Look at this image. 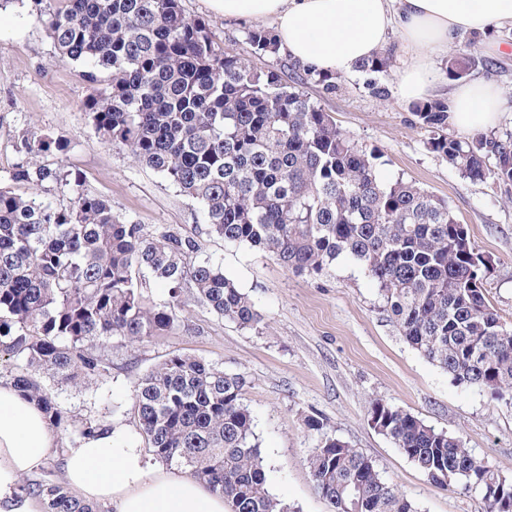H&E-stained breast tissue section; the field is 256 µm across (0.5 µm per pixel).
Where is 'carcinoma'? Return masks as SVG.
<instances>
[{
	"label": "carcinoma",
	"mask_w": 512,
	"mask_h": 512,
	"mask_svg": "<svg viewBox=\"0 0 512 512\" xmlns=\"http://www.w3.org/2000/svg\"><path fill=\"white\" fill-rule=\"evenodd\" d=\"M62 58L87 65L92 92L83 104L98 136L128 148L200 206L208 233L268 253L286 269L316 276L340 256L377 285L402 336L460 385L477 386L512 406V324L500 321L472 280L488 270L481 252L444 199L400 177L378 174L379 155L337 128L329 113L284 81L224 48L181 0H35ZM254 54L278 56L276 35H247ZM386 48L357 66L368 89L385 99L392 66ZM483 64L472 53L448 58L445 75ZM298 82L324 93L339 78L289 61ZM106 83L104 90L98 85ZM427 146L473 181L512 187V132L470 141L448 136L442 100L412 105ZM11 181L67 190L66 205L0 187V357L19 361L13 381L42 407L52 427L85 437L113 428L88 417L75 424L31 369L64 385L103 377L112 366L98 351L165 336L179 323L182 289L193 288L217 316L255 330L261 315L221 268L189 263L200 249L190 236L150 233L112 203L82 189L62 165L66 145L27 133ZM150 275L167 289L156 303ZM247 379L194 356L173 353L138 378L132 392L139 434L156 459L173 461L230 512H290L269 490L265 460L244 404ZM374 429L435 484L478 494L487 512H512V478L478 458L461 437L426 424L382 399L369 407ZM308 464L334 512H417L371 457L323 432ZM20 492L42 512H97L46 476Z\"/></svg>",
	"instance_id": "carcinoma-1"
}]
</instances>
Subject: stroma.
Returning <instances> with one entry per match:
<instances>
[{
  "label": "stroma",
  "mask_w": 512,
  "mask_h": 512,
  "mask_svg": "<svg viewBox=\"0 0 512 512\" xmlns=\"http://www.w3.org/2000/svg\"><path fill=\"white\" fill-rule=\"evenodd\" d=\"M185 11L205 19L225 48L262 69L273 57L252 54L247 34L254 23L213 13L206 0H182ZM13 23L0 30V185L23 156L24 132L48 134L67 146L63 163L86 192L111 201L115 211L150 230L195 238L197 263L222 266L225 276L262 315L255 330L218 318L194 289L181 293L180 324L169 335L130 344L117 339L102 347L112 362L106 379L80 380L55 388L44 370L35 374L69 419L112 418L124 439L140 442L131 396L136 380L170 353H184L246 376L244 402L267 468L272 494L292 512H333L317 491L308 455L319 438L304 419L318 415L324 432L371 457L381 474L416 504L418 512H485L476 495L442 489L368 420L372 400L381 399L425 423L461 436L466 447L512 476V408L477 387L455 383L401 336L377 284L352 259L341 257L320 276L287 270L247 245L210 236L197 202L127 148L103 143L82 109L91 89L84 64L61 60L32 0H15ZM455 51L486 59L480 75L492 79L507 103L493 133L512 131V27L492 37L462 35ZM368 75H344L339 89L323 93L303 85L305 95L328 112L343 133L380 157L379 175L403 177L443 198L467 226L478 249L492 259L483 280L491 306L512 322V192L492 180L473 181L448 166L426 144L410 104L396 96L381 100L366 88Z\"/></svg>",
  "instance_id": "stroma-1"
}]
</instances>
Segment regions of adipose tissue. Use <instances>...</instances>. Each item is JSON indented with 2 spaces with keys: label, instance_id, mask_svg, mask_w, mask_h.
Here are the masks:
<instances>
[{
  "label": "adipose tissue",
  "instance_id": "1",
  "mask_svg": "<svg viewBox=\"0 0 512 512\" xmlns=\"http://www.w3.org/2000/svg\"><path fill=\"white\" fill-rule=\"evenodd\" d=\"M227 18L272 22L278 47L314 70L346 75L378 54L398 34L409 58L399 73L401 101L437 89L436 60L466 32L512 25V0H207ZM503 99L483 76L448 91V122L462 133L491 128ZM44 413L0 379V512H38L34 498H19L21 481L58 447ZM60 461L77 497L111 505L113 512H228L223 497L174 470L150 466L136 444L110 431L78 441Z\"/></svg>",
  "mask_w": 512,
  "mask_h": 512
}]
</instances>
